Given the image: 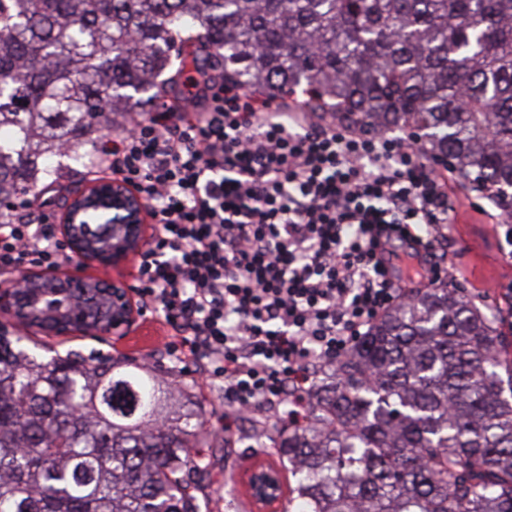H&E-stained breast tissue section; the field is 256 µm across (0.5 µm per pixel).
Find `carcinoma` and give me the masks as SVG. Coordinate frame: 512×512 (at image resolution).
Masks as SVG:
<instances>
[{
  "label": "carcinoma",
  "mask_w": 512,
  "mask_h": 512,
  "mask_svg": "<svg viewBox=\"0 0 512 512\" xmlns=\"http://www.w3.org/2000/svg\"><path fill=\"white\" fill-rule=\"evenodd\" d=\"M189 63L264 98L301 87L330 125L422 135L426 162L512 199V0H0V202ZM172 389L129 358L44 361L0 327V512H201L203 416ZM276 454L288 512H512V322L446 282L412 289Z\"/></svg>",
  "instance_id": "carcinoma-1"
}]
</instances>
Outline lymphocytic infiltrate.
<instances>
[{
    "mask_svg": "<svg viewBox=\"0 0 512 512\" xmlns=\"http://www.w3.org/2000/svg\"><path fill=\"white\" fill-rule=\"evenodd\" d=\"M192 112L162 105L105 137L96 171L147 205L152 234L135 290L224 392V432L243 411L299 421L320 367L406 295L400 241L422 286L448 267L433 240L447 182L406 139L322 129L301 112L215 83ZM0 224V272L55 269L68 254L25 201Z\"/></svg>",
    "mask_w": 512,
    "mask_h": 512,
    "instance_id": "f902f5d3",
    "label": "lymphocytic infiltrate"
}]
</instances>
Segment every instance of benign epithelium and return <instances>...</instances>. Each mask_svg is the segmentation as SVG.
Here are the masks:
<instances>
[{
    "instance_id": "1",
    "label": "benign epithelium",
    "mask_w": 512,
    "mask_h": 512,
    "mask_svg": "<svg viewBox=\"0 0 512 512\" xmlns=\"http://www.w3.org/2000/svg\"><path fill=\"white\" fill-rule=\"evenodd\" d=\"M112 225V237L101 243L91 234V224ZM146 209L119 179L96 183L76 193L58 224V231L75 256L101 265L117 266L138 255L147 241ZM21 289H0V323L36 328L49 336L75 333L93 336H123L141 310L133 303L125 283L86 277L82 270L28 271ZM79 285L107 299L106 309L95 319L72 311L49 308V298L67 285ZM248 487L264 502L275 501L279 486L275 475L255 469L246 476Z\"/></svg>"
}]
</instances>
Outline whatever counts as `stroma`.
I'll use <instances>...</instances> for the list:
<instances>
[{
  "label": "stroma",
  "instance_id": "stroma-1",
  "mask_svg": "<svg viewBox=\"0 0 512 512\" xmlns=\"http://www.w3.org/2000/svg\"><path fill=\"white\" fill-rule=\"evenodd\" d=\"M88 168L84 161L64 159L60 171L61 185L47 195L44 215L50 224H57L72 192L88 184ZM449 220L438 242L454 267L448 283L465 288L478 302L507 308L512 303V244L504 241L491 215L497 207L490 200L471 191L465 180L454 171L448 172ZM37 345V356L48 359L70 350L82 355L103 353L128 357L150 368L167 370L178 366L180 374L174 384L183 393L193 395L203 408L202 436L208 444L206 480L198 492L200 498L218 501L217 512H243L245 486L243 474L253 466L268 463L280 466L272 443L283 427L280 414L269 415L262 431H255L250 420H242L232 435L221 429L224 398L221 392L202 379V363L181 358L174 353L171 340L156 313L139 316L127 336L91 337L81 334L47 337L30 333Z\"/></svg>",
  "mask_w": 512,
  "mask_h": 512
}]
</instances>
